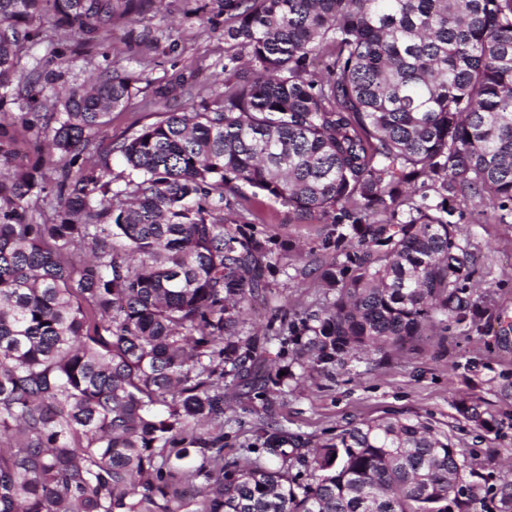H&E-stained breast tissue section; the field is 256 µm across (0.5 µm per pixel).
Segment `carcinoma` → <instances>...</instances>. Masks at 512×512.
Returning a JSON list of instances; mask_svg holds the SVG:
<instances>
[{
  "label": "carcinoma",
  "mask_w": 512,
  "mask_h": 512,
  "mask_svg": "<svg viewBox=\"0 0 512 512\" xmlns=\"http://www.w3.org/2000/svg\"><path fill=\"white\" fill-rule=\"evenodd\" d=\"M148 4L0 0V101L19 24L51 12L85 47ZM224 13L228 64L240 47L249 73L124 139L125 189L90 156L133 74L21 115L50 130L56 159L14 163L0 130V512H173L176 478L197 512H469L481 482L459 499L460 452L419 421H364L315 448L266 424L213 468L223 447L193 426L224 417L226 377L244 395L294 378L239 336L271 250L226 189L348 217L326 303L288 323L321 369L482 313L459 286L468 252L448 201L490 198L512 218V0H224ZM47 170L57 205L37 223ZM494 499L512 512L511 478Z\"/></svg>",
  "instance_id": "cac0c4a2"
}]
</instances>
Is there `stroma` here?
I'll list each match as a JSON object with an SVG mask.
<instances>
[{"label": "stroma", "instance_id": "1", "mask_svg": "<svg viewBox=\"0 0 512 512\" xmlns=\"http://www.w3.org/2000/svg\"><path fill=\"white\" fill-rule=\"evenodd\" d=\"M224 26V0H154L142 14L114 25L109 41L85 51L53 14L33 17L28 23L33 39L19 54L17 76L23 84L32 72L41 78L31 96L13 93L0 103V126L20 155L35 159L45 134L22 124V113L101 73H134L138 80L130 100L95 132L101 149L111 152L112 186L121 188L127 170L116 145L162 113L180 111L192 93L212 87L226 62ZM242 192L248 198L247 229L267 240L272 260L266 288L239 334L257 337L258 357L291 364L295 378L264 399L227 386L223 423L205 429L207 438L222 437L225 461L241 457L254 443L257 427L267 422L313 447L350 425L400 416L448 433L475 472L504 475L512 464V223L498 221L496 204L477 198L454 202L457 239L469 253L463 285L484 308L474 325H452L415 346L357 355L314 372L309 357L296 356L280 334L294 313L323 304L320 276L341 250L336 227L324 218H296L250 187ZM463 401L492 420V427L464 417L458 410Z\"/></svg>", "mask_w": 512, "mask_h": 512}]
</instances>
